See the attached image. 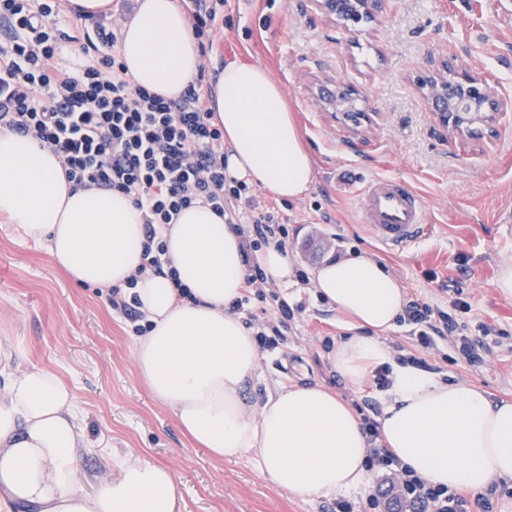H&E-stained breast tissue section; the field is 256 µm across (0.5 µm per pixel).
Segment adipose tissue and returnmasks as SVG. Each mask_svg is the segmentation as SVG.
<instances>
[{
    "label": "adipose tissue",
    "mask_w": 512,
    "mask_h": 512,
    "mask_svg": "<svg viewBox=\"0 0 512 512\" xmlns=\"http://www.w3.org/2000/svg\"><path fill=\"white\" fill-rule=\"evenodd\" d=\"M118 50L134 81L164 97L181 96L201 52L179 0H136ZM216 119L228 147L227 176L276 198L297 200L315 181L313 159L281 88L261 66L225 65L215 87ZM0 214L44 243L77 283L122 287L150 324L138 340L136 367L152 395L211 454L234 460L254 452L261 472L299 496L356 489L366 479L369 442L352 407L323 385L291 384L246 402L260 364L257 346L230 307L244 287L240 239L210 207L182 210L161 237L180 297L163 275L139 273L142 212L131 196L68 183L57 154L0 131ZM314 286L358 327L336 344L332 363L347 382L392 366L389 401L379 418L382 442L400 465L434 487L480 492L512 479V401L490 400L473 385L438 380L395 363L382 334L403 312V288L377 261H330ZM8 371L0 388V505L24 502L41 512H183L171 471L116 457L112 475L91 494L79 486L83 430L74 394L52 370Z\"/></svg>",
    "instance_id": "ef3b65f1"
}]
</instances>
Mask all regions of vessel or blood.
Returning <instances> with one entry per match:
<instances>
[{
	"label": "vessel or blood",
	"mask_w": 512,
	"mask_h": 512,
	"mask_svg": "<svg viewBox=\"0 0 512 512\" xmlns=\"http://www.w3.org/2000/svg\"><path fill=\"white\" fill-rule=\"evenodd\" d=\"M357 195L361 218L382 247L405 249L425 236L424 204L404 179L388 176L361 181Z\"/></svg>",
	"instance_id": "vessel-or-blood-1"
}]
</instances>
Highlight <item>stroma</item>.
<instances>
[{
  "label": "stroma",
  "mask_w": 512,
  "mask_h": 512,
  "mask_svg": "<svg viewBox=\"0 0 512 512\" xmlns=\"http://www.w3.org/2000/svg\"><path fill=\"white\" fill-rule=\"evenodd\" d=\"M446 58L512 98V0H382L375 21L346 29L314 0H230L224 34L207 55L214 76L234 61L266 67L315 163L316 181L304 198L281 201L253 185L236 211H278L289 230L288 256L307 274L361 254L380 262L406 294L444 308L462 295L470 309L457 314L459 330L484 339L490 354L474 365L435 356L436 375L512 400V297L495 286L502 264L512 262V231L503 224L512 213V113L495 138L449 137L416 84ZM322 79L353 86L359 123L342 120L319 98ZM350 171L406 178L425 202V240L403 251L380 246L360 220L353 189L341 181ZM280 291L305 309L287 342L261 355L248 397L318 383L346 402L361 400L369 381H344L322 348L324 338L352 334L349 319L313 284L294 278ZM108 294L76 283L44 244L0 217V342L14 350L12 369H51L77 397L84 491L111 476L113 455L126 454L168 467L184 512H334L335 497H301L273 485L254 453L227 461L185 435L138 376V337Z\"/></svg>",
  "instance_id": "stroma-1"
}]
</instances>
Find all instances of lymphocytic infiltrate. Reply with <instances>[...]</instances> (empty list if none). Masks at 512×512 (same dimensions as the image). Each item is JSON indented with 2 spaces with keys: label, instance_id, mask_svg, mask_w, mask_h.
Listing matches in <instances>:
<instances>
[{
  "label": "lymphocytic infiltrate",
  "instance_id": "1",
  "mask_svg": "<svg viewBox=\"0 0 512 512\" xmlns=\"http://www.w3.org/2000/svg\"><path fill=\"white\" fill-rule=\"evenodd\" d=\"M200 49L212 47L224 27L225 0H185ZM60 0H0V20L10 33L0 40V129L36 141L57 152L68 182L81 188L130 194L143 213L145 253L142 270L169 278L177 272L160 237L162 225L194 204L210 205L234 224L243 240L248 273L245 294L234 311L249 304L252 291L267 282L259 263L261 247L286 249L288 227L272 210L241 220L233 204L248 192L246 182L227 178L224 129L209 108L211 85L198 71L180 98L167 99L135 83L115 46L118 32L100 25L84 29L80 50L89 61L59 68L57 61L71 35L59 24ZM295 310L276 299L272 316L253 320L254 340L269 350L285 340ZM411 348L393 343L397 361L422 369L441 344H452L468 364L482 362L487 351L477 339L459 335L451 311L412 295L400 318ZM380 407L368 401L362 425L370 443L367 471L391 476V486L374 485L366 498L377 512L382 498L410 512H465L455 491L434 488L400 466L380 442Z\"/></svg>",
  "mask_w": 512,
  "mask_h": 512
}]
</instances>
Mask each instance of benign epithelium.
<instances>
[{
  "instance_id": "obj_1",
  "label": "benign epithelium",
  "mask_w": 512,
  "mask_h": 512,
  "mask_svg": "<svg viewBox=\"0 0 512 512\" xmlns=\"http://www.w3.org/2000/svg\"><path fill=\"white\" fill-rule=\"evenodd\" d=\"M326 14L346 25L357 20L373 21L379 0H317ZM423 93L435 106V119L447 133L458 138H493L499 118L512 112V99L500 96L486 78L463 70L448 60L419 80ZM325 100L340 114L358 111L357 93L338 83Z\"/></svg>"
}]
</instances>
